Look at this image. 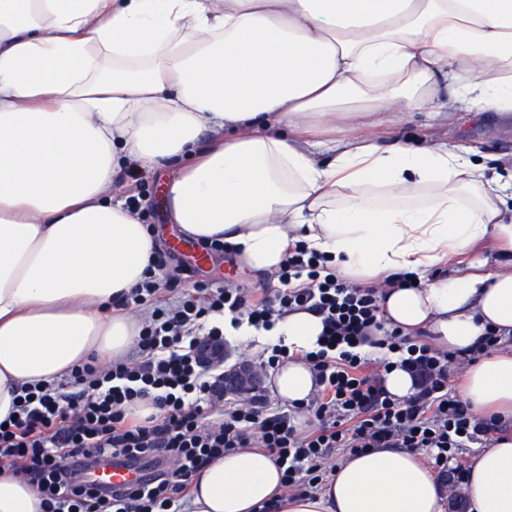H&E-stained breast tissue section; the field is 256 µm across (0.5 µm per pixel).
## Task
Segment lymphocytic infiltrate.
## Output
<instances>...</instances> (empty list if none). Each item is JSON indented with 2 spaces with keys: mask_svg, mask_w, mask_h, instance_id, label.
Returning <instances> with one entry per match:
<instances>
[{
  "mask_svg": "<svg viewBox=\"0 0 512 512\" xmlns=\"http://www.w3.org/2000/svg\"><path fill=\"white\" fill-rule=\"evenodd\" d=\"M150 266V277L116 303L149 307L135 357L95 359L63 381L21 386L14 411L0 421V468L36 487L46 512H187L192 477L242 448L273 457L291 493L318 491L345 457L374 448L425 452L441 484L459 489L463 451L489 447L512 429L473 413L453 385V369L496 349V330L450 353L384 329L380 290L351 286L326 256L300 243L289 249L274 289L197 281L176 300L182 277L170 252L156 248ZM303 310L322 319L316 349L271 344L260 366L305 362L316 385L309 399L282 407L261 385L245 397L226 389L225 326L268 330ZM372 347L384 358H371ZM395 368L412 378L407 398L385 387ZM145 459L158 471L143 485L99 488L83 479L91 467Z\"/></svg>",
  "mask_w": 512,
  "mask_h": 512,
  "instance_id": "f902f5d3",
  "label": "lymphocytic infiltrate"
}]
</instances>
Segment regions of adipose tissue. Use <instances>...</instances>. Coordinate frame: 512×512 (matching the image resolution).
I'll use <instances>...</instances> for the list:
<instances>
[{"instance_id":"1","label":"adipose tissue","mask_w":512,"mask_h":512,"mask_svg":"<svg viewBox=\"0 0 512 512\" xmlns=\"http://www.w3.org/2000/svg\"><path fill=\"white\" fill-rule=\"evenodd\" d=\"M460 111L512 113V0H0V420L13 387L132 345L138 320L112 301L145 278L154 240L114 199L131 161L162 173L169 223L241 246L244 269L278 272L301 241L356 282L424 278L381 304L406 335L450 352L512 335V171L371 136L321 161L311 136L358 113ZM490 235L509 247L496 270L437 275ZM321 331L298 311L274 333L309 350ZM268 383L290 403L315 389L299 361ZM461 394L512 421V345L473 362ZM465 494L512 512V434L475 456ZM192 496L194 512H443L445 494L421 453L374 448L291 495L245 448L197 472ZM41 501L0 472V512Z\"/></svg>"}]
</instances>
